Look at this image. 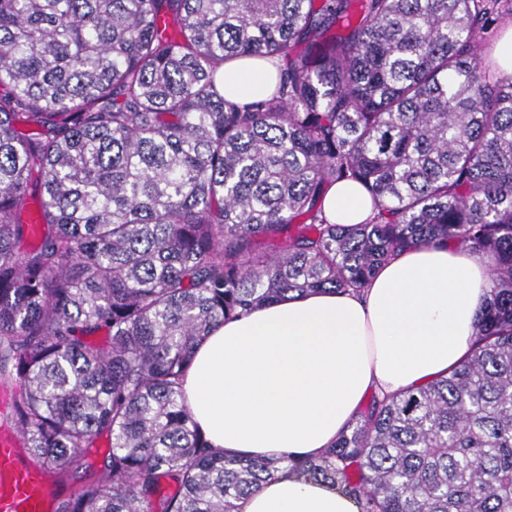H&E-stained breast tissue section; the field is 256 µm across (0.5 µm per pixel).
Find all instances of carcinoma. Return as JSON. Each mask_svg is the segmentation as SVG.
<instances>
[{
    "instance_id": "cac0c4a2",
    "label": "carcinoma",
    "mask_w": 512,
    "mask_h": 512,
    "mask_svg": "<svg viewBox=\"0 0 512 512\" xmlns=\"http://www.w3.org/2000/svg\"><path fill=\"white\" fill-rule=\"evenodd\" d=\"M504 14L512 0H0V383L19 384L10 419L61 489L54 512H235L283 460L202 437L181 391L198 342L448 241L488 260L470 353L290 466L358 512H512V72L487 55ZM247 57L279 79L229 98L221 67ZM342 181L369 222L325 217Z\"/></svg>"
}]
</instances>
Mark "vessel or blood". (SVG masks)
<instances>
[{
  "label": "vessel or blood",
  "instance_id": "vessel-or-blood-1",
  "mask_svg": "<svg viewBox=\"0 0 512 512\" xmlns=\"http://www.w3.org/2000/svg\"><path fill=\"white\" fill-rule=\"evenodd\" d=\"M55 490L27 460L18 435L0 432V512H52Z\"/></svg>",
  "mask_w": 512,
  "mask_h": 512
}]
</instances>
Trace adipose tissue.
I'll return each mask as SVG.
<instances>
[{
  "label": "adipose tissue",
  "mask_w": 512,
  "mask_h": 512,
  "mask_svg": "<svg viewBox=\"0 0 512 512\" xmlns=\"http://www.w3.org/2000/svg\"><path fill=\"white\" fill-rule=\"evenodd\" d=\"M274 69L255 59L224 66L234 95L265 93ZM327 219L366 222L359 184L328 189ZM489 290L485 257L451 243L416 246L386 264L359 295L289 294L225 320L196 347L182 389L211 445L253 459L315 457L356 417L369 391L394 394L447 374L468 354ZM237 512H358L353 499L281 469Z\"/></svg>",
  "instance_id": "adipose-tissue-1"
}]
</instances>
